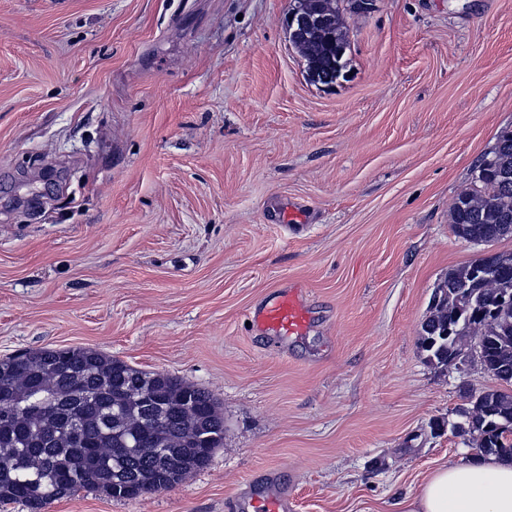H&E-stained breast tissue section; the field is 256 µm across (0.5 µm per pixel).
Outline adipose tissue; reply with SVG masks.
Listing matches in <instances>:
<instances>
[{
    "label": "adipose tissue",
    "instance_id": "1",
    "mask_svg": "<svg viewBox=\"0 0 512 512\" xmlns=\"http://www.w3.org/2000/svg\"><path fill=\"white\" fill-rule=\"evenodd\" d=\"M400 507L402 512H512V458L488 455L443 465Z\"/></svg>",
    "mask_w": 512,
    "mask_h": 512
}]
</instances>
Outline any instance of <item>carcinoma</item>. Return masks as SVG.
Here are the masks:
<instances>
[{
    "mask_svg": "<svg viewBox=\"0 0 512 512\" xmlns=\"http://www.w3.org/2000/svg\"><path fill=\"white\" fill-rule=\"evenodd\" d=\"M341 0H307L325 27L294 43L315 83L345 65L348 28ZM477 168L475 188L450 211L458 236L473 243L512 237V129L500 132ZM512 255L479 257L448 273L421 325L429 359L448 365L480 337L487 362L512 385ZM452 427L483 455L512 456V391L485 389ZM224 442V417L208 391L146 372L96 349L41 348L0 359V506L22 502L43 512L80 488L132 500L169 489L205 467Z\"/></svg>",
    "mask_w": 512,
    "mask_h": 512,
    "instance_id": "carcinoma-1",
    "label": "carcinoma"
}]
</instances>
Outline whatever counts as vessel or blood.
I'll use <instances>...</instances> for the list:
<instances>
[{"mask_svg":"<svg viewBox=\"0 0 512 512\" xmlns=\"http://www.w3.org/2000/svg\"><path fill=\"white\" fill-rule=\"evenodd\" d=\"M262 333L275 338L304 335L310 325L309 309L296 288L277 291L272 299L250 314ZM252 512H289L291 497L276 484L266 485L251 505Z\"/></svg>","mask_w":512,"mask_h":512,"instance_id":"1","label":"vessel or blood"}]
</instances>
